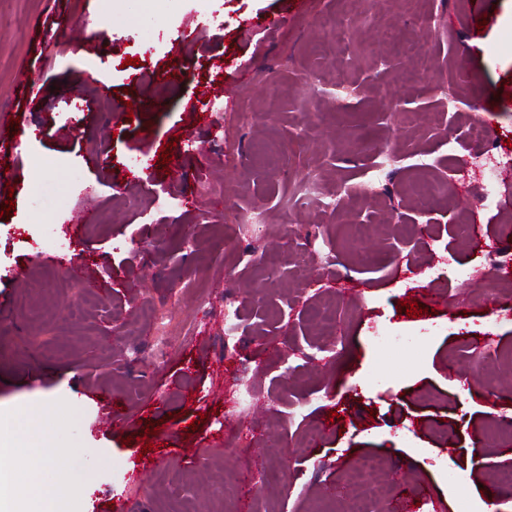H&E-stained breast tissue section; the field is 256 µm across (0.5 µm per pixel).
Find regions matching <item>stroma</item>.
<instances>
[{
    "label": "stroma",
    "mask_w": 512,
    "mask_h": 512,
    "mask_svg": "<svg viewBox=\"0 0 512 512\" xmlns=\"http://www.w3.org/2000/svg\"><path fill=\"white\" fill-rule=\"evenodd\" d=\"M366 7L362 23L347 0H0V109L21 133L0 148V206L15 205L0 216V431L51 442L81 482L73 512H350L374 460L385 492L366 512L414 494L438 512H512V283L492 320L489 256L460 238L466 219L512 252V207L481 205L478 175L452 177L471 122L512 144V0H487L476 32L470 0ZM328 19L341 37H324ZM304 178L335 210L299 195ZM176 188L183 207L156 211ZM84 209L94 223L74 228ZM53 235L69 249L46 247ZM74 263L100 282L76 317ZM427 287L439 302L421 301ZM322 310L343 342L331 360ZM381 330L404 344L380 349ZM116 398L126 422L110 430ZM253 459L284 484L246 496Z\"/></svg>",
    "instance_id": "1"
}]
</instances>
